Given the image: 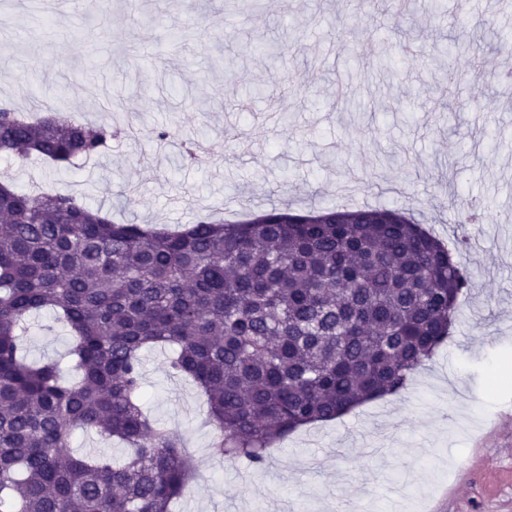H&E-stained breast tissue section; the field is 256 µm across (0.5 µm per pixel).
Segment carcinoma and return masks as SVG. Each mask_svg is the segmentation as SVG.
<instances>
[{
    "mask_svg": "<svg viewBox=\"0 0 512 512\" xmlns=\"http://www.w3.org/2000/svg\"><path fill=\"white\" fill-rule=\"evenodd\" d=\"M112 125L0 107V154L59 169L99 157ZM469 277L410 214L272 208L177 232L118 224L74 195L0 181V512H172L195 467L143 409L142 352L204 397L215 452L265 464L314 422L402 392L445 342ZM71 331L78 380L30 363V317ZM81 428L120 461L72 450Z\"/></svg>",
    "mask_w": 512,
    "mask_h": 512,
    "instance_id": "carcinoma-1",
    "label": "carcinoma"
}]
</instances>
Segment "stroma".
<instances>
[{"label": "stroma", "instance_id": "1", "mask_svg": "<svg viewBox=\"0 0 512 512\" xmlns=\"http://www.w3.org/2000/svg\"><path fill=\"white\" fill-rule=\"evenodd\" d=\"M349 0H140L146 27L125 0H108L109 25L65 6L0 0V103L27 111L30 97L67 84L60 111L109 122L122 136L83 168L13 163L31 184L171 228L201 215L297 209L413 206L444 240L460 235L458 197L485 211L480 247L465 254L471 286L447 342L401 394L317 422L245 469L215 455L204 399L168 371L166 351L145 352V403L177 434L197 476L177 512H512V12L498 0L444 14L415 0L345 25ZM276 40L286 61L250 55L232 77L204 72L205 53ZM405 52L388 73L378 59L394 40ZM149 72L141 92L137 75ZM263 93L238 106L252 86ZM368 92L371 109L345 112L337 93ZM156 127L207 132L199 163ZM73 338L52 315L33 318L30 359L61 361Z\"/></svg>", "mask_w": 512, "mask_h": 512}]
</instances>
